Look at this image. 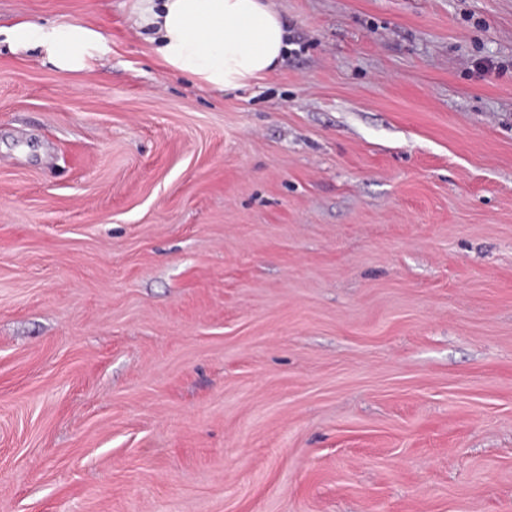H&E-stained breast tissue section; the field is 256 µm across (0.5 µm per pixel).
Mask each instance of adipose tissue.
Masks as SVG:
<instances>
[{
    "label": "adipose tissue",
    "instance_id": "adipose-tissue-1",
    "mask_svg": "<svg viewBox=\"0 0 512 512\" xmlns=\"http://www.w3.org/2000/svg\"><path fill=\"white\" fill-rule=\"evenodd\" d=\"M131 14L152 32L153 53L167 71L219 92L263 79L286 48L285 23L265 0H133ZM8 39L18 48L43 49L68 71L90 68L111 51L99 30L74 22H20Z\"/></svg>",
    "mask_w": 512,
    "mask_h": 512
}]
</instances>
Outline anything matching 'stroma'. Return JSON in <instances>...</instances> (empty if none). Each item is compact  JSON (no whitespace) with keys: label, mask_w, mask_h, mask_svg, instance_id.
Wrapping results in <instances>:
<instances>
[{"label":"stroma","mask_w":512,"mask_h":512,"mask_svg":"<svg viewBox=\"0 0 512 512\" xmlns=\"http://www.w3.org/2000/svg\"><path fill=\"white\" fill-rule=\"evenodd\" d=\"M272 4L223 93L0 0V512H512V0ZM8 39L17 48L43 49L54 64L68 71L90 68L112 52L99 30L74 22L49 26L19 22L10 29Z\"/></svg>","instance_id":"obj_1"}]
</instances>
